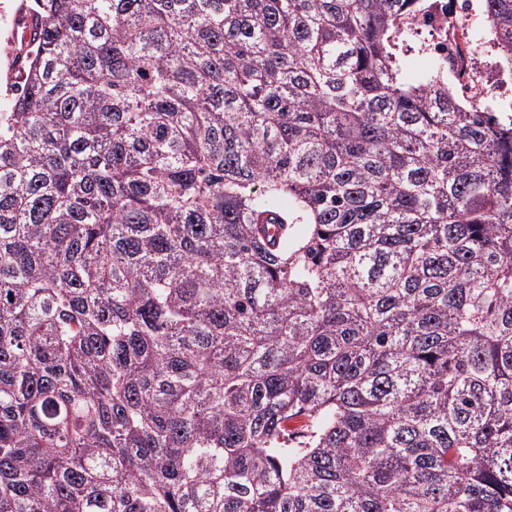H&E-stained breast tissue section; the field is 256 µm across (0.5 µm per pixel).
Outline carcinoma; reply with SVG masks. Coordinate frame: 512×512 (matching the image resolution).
Instances as JSON below:
<instances>
[{"mask_svg": "<svg viewBox=\"0 0 512 512\" xmlns=\"http://www.w3.org/2000/svg\"><path fill=\"white\" fill-rule=\"evenodd\" d=\"M417 2L32 0L0 512H512V117ZM421 10L416 14L410 30L413 26L418 29H428L435 32L436 37L430 45L432 57L423 52L424 46L432 38L426 31H415L405 40L396 42L394 53L400 65V77L407 84H416L424 71L428 68L431 60H448V67L454 65L452 75L457 79L464 95L470 90L467 74L462 67L466 51L459 41L458 35L454 34V26L458 25L456 19L460 10L456 3L447 0H429L422 3Z\"/></svg>", "mask_w": 512, "mask_h": 512, "instance_id": "obj_1", "label": "carcinoma"}]
</instances>
